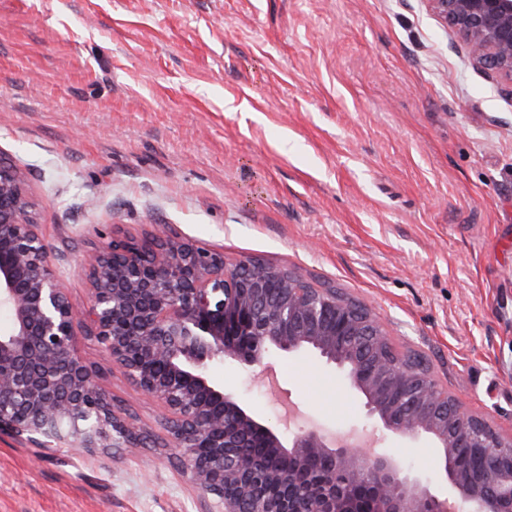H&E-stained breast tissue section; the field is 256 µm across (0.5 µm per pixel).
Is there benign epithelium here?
I'll list each match as a JSON object with an SVG mask.
<instances>
[{
	"label": "benign epithelium",
	"instance_id": "1",
	"mask_svg": "<svg viewBox=\"0 0 512 512\" xmlns=\"http://www.w3.org/2000/svg\"><path fill=\"white\" fill-rule=\"evenodd\" d=\"M428 2L475 64L512 83V0ZM28 207L22 172L0 153V309L11 317L0 333V430L38 448L143 446L149 431L115 410L100 364L78 355L83 336L156 403L159 447L194 487L200 512H361L359 486L374 488L367 512H453L383 449L315 430L286 437L207 373L214 360L262 367L273 351L311 350L345 373L385 429L432 441L467 512H512V440L387 351L383 326L366 309L352 315L336 289L251 258L228 264L169 236L112 239L87 260L91 296L78 312ZM253 440L265 457L244 451ZM474 446L483 449L479 477L456 462ZM315 459L327 468L297 469Z\"/></svg>",
	"mask_w": 512,
	"mask_h": 512
}]
</instances>
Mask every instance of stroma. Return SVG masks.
Segmentation results:
<instances>
[{"label": "stroma", "mask_w": 512, "mask_h": 512, "mask_svg": "<svg viewBox=\"0 0 512 512\" xmlns=\"http://www.w3.org/2000/svg\"><path fill=\"white\" fill-rule=\"evenodd\" d=\"M0 152L75 308L84 258L168 230L363 304L396 351L512 437V94L427 0H0ZM209 376L290 431L366 432L438 497L424 437L316 353ZM101 382L155 427L124 372ZM159 448L0 433V512H199Z\"/></svg>", "instance_id": "1"}]
</instances>
